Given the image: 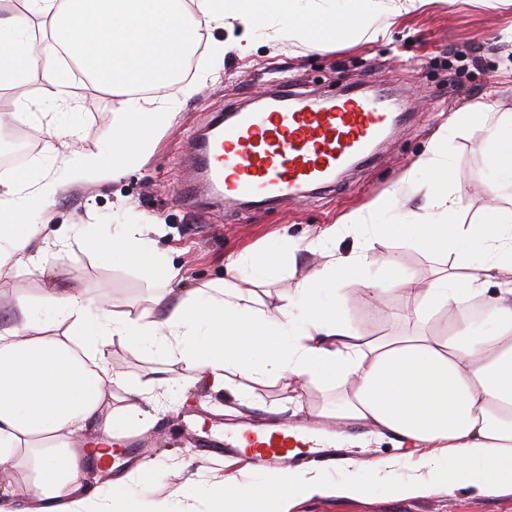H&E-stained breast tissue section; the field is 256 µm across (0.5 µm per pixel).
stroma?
I'll use <instances>...</instances> for the list:
<instances>
[{"label":"stroma","mask_w":512,"mask_h":512,"mask_svg":"<svg viewBox=\"0 0 512 512\" xmlns=\"http://www.w3.org/2000/svg\"><path fill=\"white\" fill-rule=\"evenodd\" d=\"M379 25L384 36L354 45L340 42L324 52L288 44L269 30L255 32L247 47L219 57L200 49L191 72L183 77L194 89L182 98L147 158L117 180L74 184L58 195L52 206L54 222L70 228L69 244L51 248L26 274L0 275V324L10 320V305L16 298L38 304L50 289L59 294L81 289L96 302L134 313L150 307L161 286L159 276L143 267L101 259L87 238L88 233L105 232L113 224L164 225L166 233L157 237L156 247L179 270L183 287L223 277L228 257L251 253L271 268L268 290L276 292L320 265V253L309 251L308 245L325 226L339 223L352 211L371 208L379 196L400 194L406 171L455 112L486 99L499 109L512 110V42L506 39L512 29L511 5L430 0L417 10L383 15ZM285 83L319 98L334 97L347 86L382 93L393 90L402 95L405 118L371 159L348 169L335 187L310 197L262 207L183 202L179 189L190 176L184 155L193 134L224 113L246 109ZM43 85L41 75L34 73L0 90V114L11 119L25 113L24 124L40 143L28 168L33 177L54 171L60 163L45 143L48 127L63 120L64 109L44 99ZM114 110L108 95L89 86L82 88L76 107L80 130L71 151L94 152L110 139ZM451 154L457 177L450 190L463 205L460 220L477 223L490 202L485 192L488 170L482 131L458 135ZM285 235L295 250L292 268L283 253L268 250L269 244ZM393 255L399 262L391 268L386 260ZM368 262L370 277L411 276L423 282L450 265L431 247L409 246L388 237L375 243ZM408 313L401 295H391L386 310L380 311L360 291L353 295L347 317L363 336H391L402 330ZM110 353L117 373L137 374L146 384L152 415L144 425L128 419L113 429L112 438L150 439L155 476L151 483L139 485L136 466L105 471L96 459L84 457L86 483L101 505L109 491L125 489L146 503L164 502L167 512H211L209 487L233 468L227 459L198 449L194 435L182 424L184 410L210 424L302 421L317 415L332 396L322 382H307L297 391L281 379L254 386L252 404L245 407L212 390L202 378L173 398L160 380L177 376L179 364L132 353L117 343L111 345ZM296 393L303 403L299 410L289 401ZM336 444L347 465L331 472V492L301 501L289 512H512V492L484 495L466 487L451 495L436 491L426 496H394L375 480L373 472L376 463L395 456L393 448L369 433H340ZM348 481L367 485V493L358 499L337 494V486ZM185 484L194 485L192 498L180 495L179 488Z\"/></svg>","instance_id":"1"}]
</instances>
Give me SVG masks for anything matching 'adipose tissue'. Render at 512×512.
I'll return each instance as SVG.
<instances>
[{
	"label": "adipose tissue",
	"instance_id": "1",
	"mask_svg": "<svg viewBox=\"0 0 512 512\" xmlns=\"http://www.w3.org/2000/svg\"><path fill=\"white\" fill-rule=\"evenodd\" d=\"M327 2L24 0L23 10L1 12L0 89L39 72L46 98L75 105L79 95L56 66L63 52L119 109L104 150L67 155L34 192H25L23 180L0 178V270L22 268L47 246L67 244L63 230L51 244L37 243L34 234L19 231L20 218L48 213L67 184L119 178L150 152L164 120L193 90L189 83L174 84L189 45L206 37L220 54L226 44L211 40L213 31L246 35L281 23L289 39L321 51L359 42L374 18L429 0H355L350 11ZM141 89L160 92V100L136 98ZM475 126L484 133L489 193L511 186L512 111L476 103L457 113L405 174L411 192L424 196L421 210L384 195L371 213H350L343 224L356 232L357 243L345 254L334 248L338 227L326 228L320 267L277 293L273 303L257 295L268 266L248 255L229 259L225 277L177 287L178 271L154 249L161 227L141 224L114 225L97 247L112 261L163 276L167 287L151 308L132 313L107 306L92 316L78 291L47 294L40 305L18 301L11 324L0 327V462L28 476L13 490L20 508L7 502L0 512H92L71 441L90 428L110 437L115 395L140 401L147 394L139 377L114 375L108 349L116 340L130 351L181 364V386L204 377L221 390L231 373L256 384L281 377L321 380L336 393L335 406H322L321 415L364 422L417 454L418 472L392 484L396 495L420 496L438 487L450 493L467 486L486 494L512 490V286L500 285L503 275L512 276V202L464 226L457 222L462 204L449 190L456 177L450 145ZM375 212L392 216L383 230L393 238L452 255L457 273L444 271L427 283L365 278L367 252L383 231L371 222ZM491 285L500 291L488 327L471 304ZM359 286L381 308L399 292L412 306L410 329L388 338L353 331L345 311ZM443 311L448 328L441 333L431 323ZM326 487L322 472L303 468L274 470L257 483L227 477L213 491L214 512H286L289 502Z\"/></svg>",
	"mask_w": 512,
	"mask_h": 512
}]
</instances>
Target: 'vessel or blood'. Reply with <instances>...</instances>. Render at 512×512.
<instances>
[{
  "instance_id": "vessel-or-blood-1",
  "label": "vessel or blood",
  "mask_w": 512,
  "mask_h": 512,
  "mask_svg": "<svg viewBox=\"0 0 512 512\" xmlns=\"http://www.w3.org/2000/svg\"><path fill=\"white\" fill-rule=\"evenodd\" d=\"M397 120L391 103L379 96L352 91L324 105L308 94L281 90L269 107L238 113L231 127L213 128L195 142L193 182L180 194L265 201L301 196L309 185L334 186L338 172L368 157ZM201 444L258 469L288 464L298 449L317 462L342 460L329 439L305 424L286 423L271 431L258 424H215Z\"/></svg>"
}]
</instances>
